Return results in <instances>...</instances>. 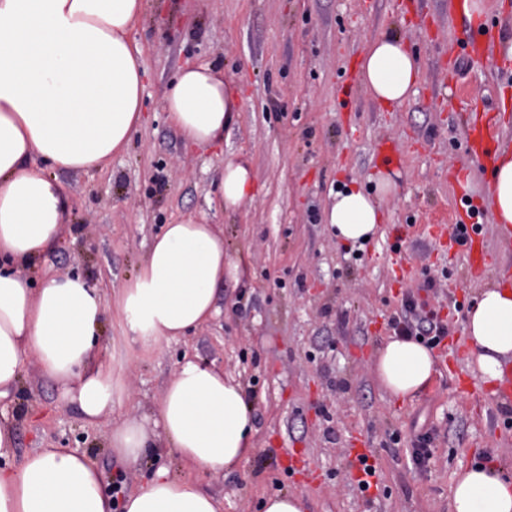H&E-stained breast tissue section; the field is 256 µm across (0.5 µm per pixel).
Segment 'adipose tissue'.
Wrapping results in <instances>:
<instances>
[{
  "instance_id": "obj_1",
  "label": "adipose tissue",
  "mask_w": 512,
  "mask_h": 512,
  "mask_svg": "<svg viewBox=\"0 0 512 512\" xmlns=\"http://www.w3.org/2000/svg\"><path fill=\"white\" fill-rule=\"evenodd\" d=\"M144 10V0H0V400L15 390L32 355L61 399L91 423L111 415L127 394L122 366L97 348L108 307H115L125 338L149 352L214 319L225 273L239 271L219 225L194 217L165 225L111 305L81 276L48 273L33 288L15 271L64 231V190L45 165L103 167L143 122L146 67L129 33ZM359 75L375 101L396 109L418 84L421 66L402 38L383 33L365 45ZM165 110L182 141L200 148L222 143L242 112L239 94L209 66L180 68ZM396 188L390 173L379 172L376 195L338 191L324 221L338 241L363 244L378 232L381 201ZM254 190L248 160L225 156L217 182L224 211L241 208ZM490 205L495 223L512 226V147L494 154ZM464 332L479 370L500 378L512 356V271L502 270L476 297ZM376 372L392 399L411 400L431 384L436 356L414 339L393 336L378 352ZM253 430L242 383L186 355L156 412L124 422L110 441L112 453L134 462L163 444L178 455L183 477L158 469L117 502L93 460L44 448L17 470L0 469V512H224L195 475L248 462ZM448 512H512V477L482 465L461 470Z\"/></svg>"
}]
</instances>
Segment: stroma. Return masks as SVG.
<instances>
[{"label": "stroma", "instance_id": "35a3bbf8", "mask_svg": "<svg viewBox=\"0 0 512 512\" xmlns=\"http://www.w3.org/2000/svg\"><path fill=\"white\" fill-rule=\"evenodd\" d=\"M462 0H146L133 31L144 46L146 121L128 149L102 168L57 171L70 198L62 239L33 264L82 275L113 298L133 277L163 225L204 218L224 230V248L245 269L225 279L221 313L155 352L129 346L115 314L103 326V354L128 362L130 397L112 419L86 422L61 402L58 385L29 360L16 391L0 401L14 447L0 466L20 468L39 448L89 455L107 482L145 484L157 465L183 474L172 452L117 465L108 441L115 424L152 413L184 354L234 375L252 407L256 448L231 471L203 474L224 512H261L278 492L303 495L307 512H448L460 467L493 465L512 475V402L494 403L464 334L465 310L512 270L489 205L490 161L469 153L461 99L478 94L498 125L496 145L512 146V70L462 61ZM383 33L403 37L422 65L408 102L394 110L361 87L362 46ZM210 65L240 91L242 116L224 145L186 147L165 119L177 69ZM398 150L400 177L384 198L381 230L364 246L336 242L323 211L345 185L373 191L384 147ZM228 154L246 155L255 195L238 212L216 199ZM477 209L489 269L466 273L452 224ZM407 280L393 276L398 265ZM434 279L432 303L449 334L436 350L438 372L410 401L391 399L374 372L389 321L405 296ZM433 438L425 467L409 450ZM399 444H392V435ZM366 444L376 488L360 493L354 449Z\"/></svg>", "mask_w": 512, "mask_h": 512}]
</instances>
